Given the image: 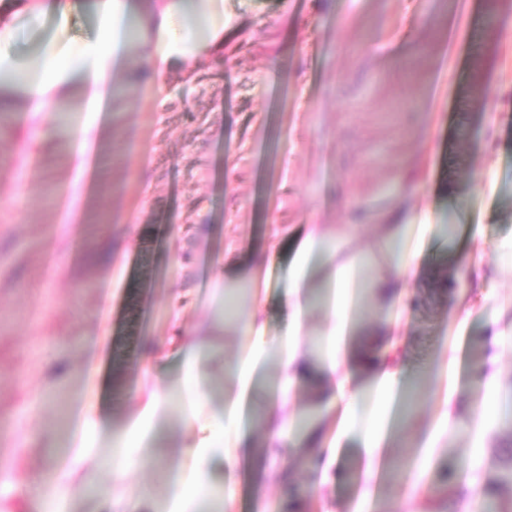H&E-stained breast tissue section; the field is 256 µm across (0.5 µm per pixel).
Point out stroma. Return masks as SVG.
Listing matches in <instances>:
<instances>
[{"label":"stroma","instance_id":"35a3bbf8","mask_svg":"<svg viewBox=\"0 0 512 512\" xmlns=\"http://www.w3.org/2000/svg\"><path fill=\"white\" fill-rule=\"evenodd\" d=\"M224 15L222 44L170 73L165 91L125 84L94 147L96 176L58 125L62 115L66 126L91 122L73 100L54 103L42 142L0 116V512H45L29 478L64 463L79 431L70 413L92 396L110 415L93 437L96 491L61 508L107 512L144 353L205 339L211 383H223L254 298L265 301L267 335H285L300 229H343V250L369 255L397 216L424 227L418 273L388 305L359 290L350 338L357 348L384 327L393 363L419 387L389 402L375 480L364 478L359 436L337 439L341 413L322 385L300 382L288 405L316 410L318 452L289 449L283 464L260 456L264 414L253 409L256 453L239 464L224 512H289L292 502L298 512H472L512 466V344H493L494 331L512 334V0H224ZM274 248V264L255 265ZM467 256L479 280L461 276ZM253 278L255 296L222 316L225 284ZM303 323L322 366L320 296ZM486 363L494 381L478 377ZM181 411L174 402L167 440L128 476L154 505L179 450L210 434L186 430ZM446 416L460 432L428 447Z\"/></svg>","mask_w":512,"mask_h":512}]
</instances>
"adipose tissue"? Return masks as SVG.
Listing matches in <instances>:
<instances>
[{"instance_id":"adipose-tissue-1","label":"adipose tissue","mask_w":512,"mask_h":512,"mask_svg":"<svg viewBox=\"0 0 512 512\" xmlns=\"http://www.w3.org/2000/svg\"><path fill=\"white\" fill-rule=\"evenodd\" d=\"M79 9L78 0H16L11 12L0 15V110L14 113L17 127L25 129L28 138H44V131L29 125L27 119L47 111L53 100L77 94L85 100L88 111L105 114L114 98V75L144 74L156 87H163L169 72L190 67L224 34V0H198L191 14L185 11L182 0H158L156 9L150 12L143 11L138 0H97L91 34L72 38L66 24ZM46 16L56 18L59 26L42 44L36 58L24 60L15 49L18 34L23 27L37 25ZM414 230V225L406 222L387 225L382 237L384 262L370 265L358 254L333 264L328 275L332 295L327 303L330 329L326 338L332 358L321 369L329 383L328 406H337L346 396L355 402L363 400L361 390L345 389L347 379L354 374L373 375L374 394L381 403L399 381V369L375 355L383 338H376L374 344L356 354L347 352L344 338L350 326L357 270L370 265L371 292L382 302H390L416 274L414 261L425 239L415 236ZM332 257L325 230L310 225L288 266L286 293L293 300L297 315L287 336L276 342L267 339L255 313L240 321L246 350L224 367L236 395L216 416L220 424L218 435L186 448L190 467L186 476L173 481L169 512H198L199 491L212 480L216 468L232 469L240 459L249 457L250 436L243 427V408L247 399L257 395L260 366L270 352L281 356L286 385L308 375L299 317L306 303V277L312 268L332 263ZM207 364L205 346L195 339L187 342L168 365H160L152 355L144 358L141 382L131 393L139 409L130 425L123 462L113 471L110 512H142L145 506L142 499L124 494L122 487L129 470L141 462L137 450L159 433L171 401L167 386L170 373H178L189 387L188 402L182 409L185 426H192L198 413L210 409ZM263 409L269 420L266 445L272 454L314 443V434L298 431V418L288 410L287 395L267 397ZM78 416L82 433L67 450L69 464L42 478L44 487L56 495L83 488L86 477L82 469L92 454L89 437L106 423L105 414L91 402L80 408Z\"/></svg>"}]
</instances>
